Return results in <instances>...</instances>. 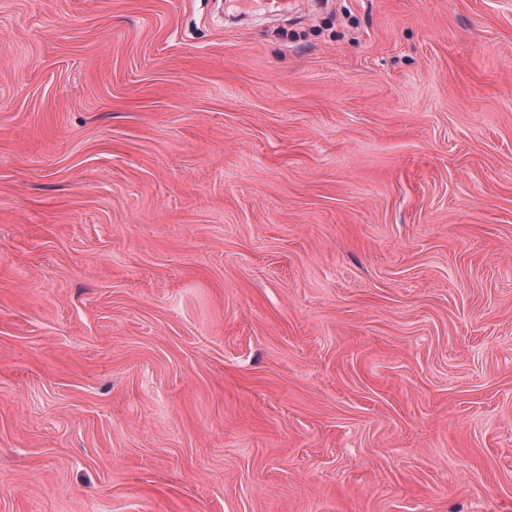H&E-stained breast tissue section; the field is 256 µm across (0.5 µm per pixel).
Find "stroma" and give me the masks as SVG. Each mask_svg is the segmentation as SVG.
<instances>
[{
  "mask_svg": "<svg viewBox=\"0 0 512 512\" xmlns=\"http://www.w3.org/2000/svg\"><path fill=\"white\" fill-rule=\"evenodd\" d=\"M0 512H512V0H0Z\"/></svg>",
  "mask_w": 512,
  "mask_h": 512,
  "instance_id": "35a3bbf8",
  "label": "stroma"
}]
</instances>
